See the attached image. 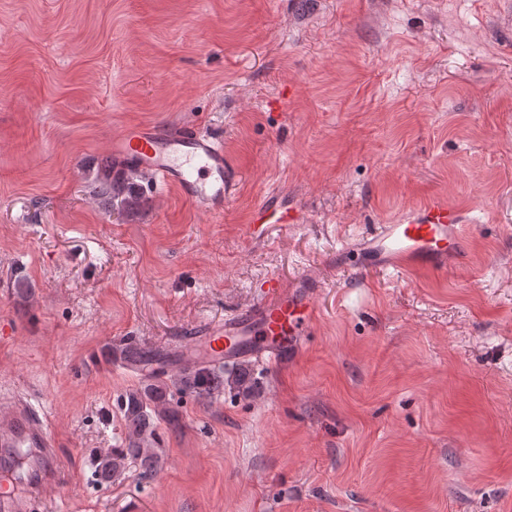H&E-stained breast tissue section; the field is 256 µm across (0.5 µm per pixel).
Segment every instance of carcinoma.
Masks as SVG:
<instances>
[{
	"mask_svg": "<svg viewBox=\"0 0 512 512\" xmlns=\"http://www.w3.org/2000/svg\"><path fill=\"white\" fill-rule=\"evenodd\" d=\"M136 177L138 173L128 165L107 160L99 165L94 174L95 196L109 210L118 207L131 213L139 209L143 202V193ZM128 358L133 364L142 367L158 362L155 353L141 348L131 349ZM179 384L192 393L209 394L224 389V376L198 370L180 377ZM124 418L129 447L104 451L106 460L100 473L104 480L124 471L132 461H140L146 473L153 469L155 450L150 445L154 427L161 421L171 423L175 420V413L169 407L166 384L150 383L130 392Z\"/></svg>",
	"mask_w": 512,
	"mask_h": 512,
	"instance_id": "cac0c4a2",
	"label": "carcinoma"
}]
</instances>
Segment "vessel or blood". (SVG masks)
I'll return each mask as SVG.
<instances>
[{
	"label": "vessel or blood",
	"instance_id": "vessel-or-blood-1",
	"mask_svg": "<svg viewBox=\"0 0 512 512\" xmlns=\"http://www.w3.org/2000/svg\"><path fill=\"white\" fill-rule=\"evenodd\" d=\"M116 159L131 162L151 179L174 186L182 197L207 212L224 209L230 184L224 144L196 128L178 131L164 126L126 130L112 141ZM276 213L284 224L298 223L292 206L269 195L252 213L260 222ZM462 244L458 213L440 198L430 199L400 223L380 224L347 250L348 263L357 267L444 271L451 267ZM308 276L286 283L267 280L256 303L244 306L223 325L202 331L198 343L209 361L234 363L257 357L273 365L298 355L313 329L317 310ZM52 432L38 413L17 399H0V447L37 448L41 455L24 493L0 495V512H31L43 491L56 485L62 470Z\"/></svg>",
	"mask_w": 512,
	"mask_h": 512
}]
</instances>
